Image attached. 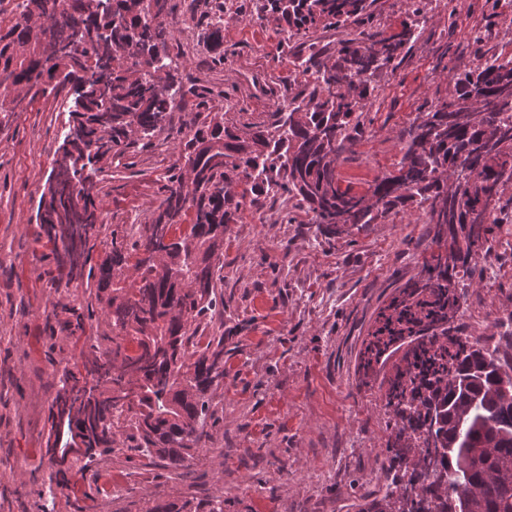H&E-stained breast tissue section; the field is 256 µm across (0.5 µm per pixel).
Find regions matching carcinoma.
<instances>
[{"mask_svg": "<svg viewBox=\"0 0 512 512\" xmlns=\"http://www.w3.org/2000/svg\"><path fill=\"white\" fill-rule=\"evenodd\" d=\"M0 7V130L23 111L15 90L47 93L67 85L65 137L39 200L42 234L53 244L49 282L84 288L87 315L100 309L112 345L82 351L98 395L72 396L76 377H59L56 400L77 405L87 440L83 474L104 455H136L178 472L195 460L219 420L214 394L224 387V232L241 201L225 190L246 180L280 193L310 215L330 240L380 224L410 202L433 225L423 274L378 333L367 368L394 360L387 406L396 420L381 500L362 512H512V361L480 341L448 339L464 270L479 257L495 223L501 187L512 181V53L448 70L451 97L421 108L401 136L395 170L365 194L342 188L338 168L366 130L365 116L383 74L395 71L419 40L432 0H409L400 30L377 23L378 0H255L259 18L285 23L287 42L344 33L328 50L311 38L293 57L300 91L269 123L242 133L210 103L226 97L205 85L184 87L169 52L184 0H11ZM224 64V2L192 0ZM179 156L165 169L164 196L151 219L110 232L109 251L93 260L102 229L96 203L104 172L131 148L153 149L172 129ZM133 267V287H111ZM148 512H224V496L155 505Z\"/></svg>", "mask_w": 512, "mask_h": 512, "instance_id": "carcinoma-1", "label": "carcinoma"}]
</instances>
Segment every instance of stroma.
Returning <instances> with one entry per match:
<instances>
[{
	"label": "stroma",
	"instance_id": "obj_1",
	"mask_svg": "<svg viewBox=\"0 0 512 512\" xmlns=\"http://www.w3.org/2000/svg\"><path fill=\"white\" fill-rule=\"evenodd\" d=\"M484 0H462L456 14L432 11L428 26L375 94L367 129L342 161L356 192L392 171L400 137L420 107L453 91L444 72L473 66L484 54L512 51L503 30L512 0L487 22ZM247 0H224V64L213 67L191 13L176 26L170 54L184 85H218L229 99L213 109L233 124L270 121L296 92L293 57L275 23L245 13ZM484 30L475 42V30ZM68 120L54 97H36L0 131V512H147L158 503L224 498V512H360L379 498L383 464L396 428L380 380L363 384L361 362L383 310L417 279L436 246L433 227L415 208L383 223L325 240L301 210L280 198L245 204L224 234V387L215 401L212 438L188 470L144 466L142 458L102 460L97 479L78 476L76 457L46 448L57 409L56 365L93 387L80 352L84 335L59 330L76 286L48 284L52 246L40 236L37 205ZM178 139L162 151L128 153L130 168L102 183L97 202L106 224L102 253L118 224L147 222ZM140 188L139 209L127 200ZM484 238L465 293L466 314L453 336H473L512 351V183ZM72 479L55 497L42 481L59 465ZM123 481L119 492L109 477Z\"/></svg>",
	"mask_w": 512,
	"mask_h": 512
}]
</instances>
